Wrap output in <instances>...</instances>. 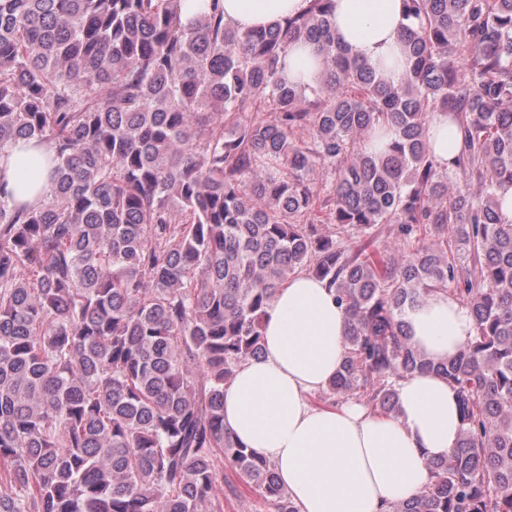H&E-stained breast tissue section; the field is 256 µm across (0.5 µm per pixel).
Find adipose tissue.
Returning a JSON list of instances; mask_svg holds the SVG:
<instances>
[{"label":"adipose tissue","mask_w":512,"mask_h":512,"mask_svg":"<svg viewBox=\"0 0 512 512\" xmlns=\"http://www.w3.org/2000/svg\"><path fill=\"white\" fill-rule=\"evenodd\" d=\"M334 25L352 58L398 79L406 67L399 34L402 0H334ZM310 0H224V21L238 29L268 26L305 13ZM428 138L441 167H451L461 136L435 113ZM51 172L31 142L0 148V193L28 199L46 193ZM413 343L429 359L458 353L473 318L447 294L423 299L407 315ZM347 318L325 281L300 272L278 289L263 322V352L241 364L224 387V429L270 460L299 512H390L422 492L428 462L459 442L454 388L431 372L398 382V411L385 417L349 401L316 404L344 355Z\"/></svg>","instance_id":"obj_1"}]
</instances>
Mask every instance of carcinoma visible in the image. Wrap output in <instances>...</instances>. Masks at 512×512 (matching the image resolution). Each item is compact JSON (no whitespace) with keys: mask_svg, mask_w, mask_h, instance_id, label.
I'll return each mask as SVG.
<instances>
[{"mask_svg":"<svg viewBox=\"0 0 512 512\" xmlns=\"http://www.w3.org/2000/svg\"><path fill=\"white\" fill-rule=\"evenodd\" d=\"M182 4L0 0V148H51L40 200L0 196V512H224L226 465L298 512L224 431V385L298 271L348 316L329 394L390 416L414 373L457 391V447L391 512H512V0H403L395 82L336 40L334 0L250 30ZM301 42L312 85L284 75ZM436 293L474 319L442 362L406 320ZM427 135L438 163L443 168H451L459 151L461 136L448 113H435L429 123Z\"/></svg>","mask_w":512,"mask_h":512,"instance_id":"cac0c4a2","label":"carcinoma"}]
</instances>
